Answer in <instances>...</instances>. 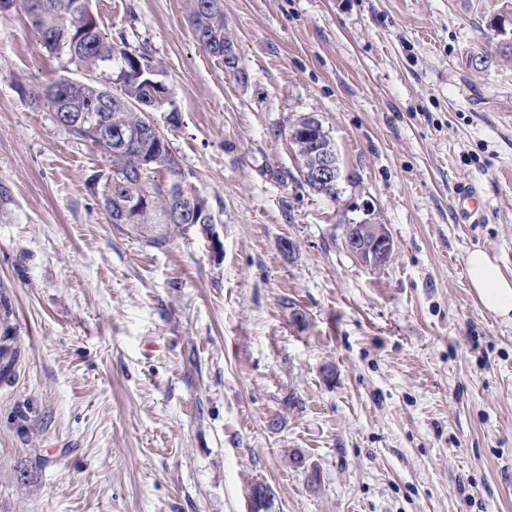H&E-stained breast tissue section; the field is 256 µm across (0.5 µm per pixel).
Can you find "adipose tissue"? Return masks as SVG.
<instances>
[{
	"instance_id": "ef3b65f1",
	"label": "adipose tissue",
	"mask_w": 512,
	"mask_h": 512,
	"mask_svg": "<svg viewBox=\"0 0 512 512\" xmlns=\"http://www.w3.org/2000/svg\"><path fill=\"white\" fill-rule=\"evenodd\" d=\"M472 288L485 310L496 316H512V279L503 275L495 257L485 251H471L466 259Z\"/></svg>"
}]
</instances>
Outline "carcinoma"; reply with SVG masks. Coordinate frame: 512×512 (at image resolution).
I'll list each match as a JSON object with an SVG mask.
<instances>
[{
  "mask_svg": "<svg viewBox=\"0 0 512 512\" xmlns=\"http://www.w3.org/2000/svg\"><path fill=\"white\" fill-rule=\"evenodd\" d=\"M86 0H0V15L19 5L41 36L45 49L65 56L68 62L93 79L52 83L54 97L64 112L93 113L103 95L112 93V109L107 116L112 126L122 129L137 147L98 139L90 128L68 130L80 141H89L105 155L109 170L121 175L125 185L102 195L104 207L114 224H129L135 233L156 248L173 236L187 234L188 225L199 223L189 205L178 196L172 181L187 178L166 140H140L144 113L135 104L164 106L168 88L151 74L160 67L145 50L130 54L112 44L99 29L96 16H87ZM186 9L197 41L225 67L236 70L239 79L234 38L224 24L221 0H186ZM147 204H141L142 199Z\"/></svg>",
  "mask_w": 512,
  "mask_h": 512,
  "instance_id": "carcinoma-1",
  "label": "carcinoma"
}]
</instances>
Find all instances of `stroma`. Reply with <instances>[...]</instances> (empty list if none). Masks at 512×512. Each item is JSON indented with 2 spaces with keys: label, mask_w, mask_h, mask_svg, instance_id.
<instances>
[{
  "label": "stroma",
  "mask_w": 512,
  "mask_h": 512,
  "mask_svg": "<svg viewBox=\"0 0 512 512\" xmlns=\"http://www.w3.org/2000/svg\"><path fill=\"white\" fill-rule=\"evenodd\" d=\"M161 64L153 117L211 228L149 246L88 184L104 155L27 90L76 77L0 15V512H512V0H223L239 80L185 0H92ZM313 113L336 196L286 133ZM478 186V221L458 187ZM395 244L373 270L344 227ZM344 244L351 255L374 269L385 266L394 255V242L388 229L371 220L346 224ZM472 288L485 310L501 318L512 315V279L503 275L495 257L472 250L466 259Z\"/></svg>",
  "instance_id": "1"
}]
</instances>
